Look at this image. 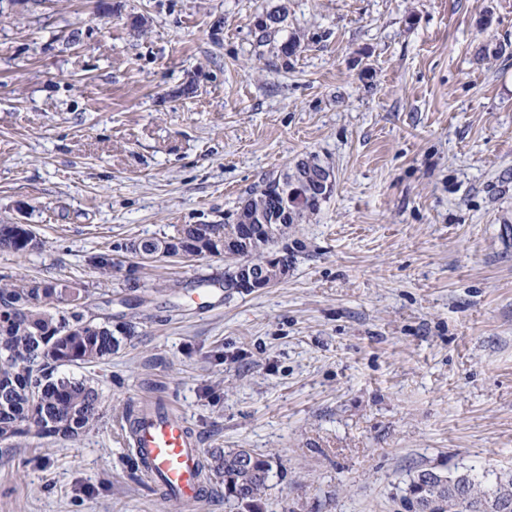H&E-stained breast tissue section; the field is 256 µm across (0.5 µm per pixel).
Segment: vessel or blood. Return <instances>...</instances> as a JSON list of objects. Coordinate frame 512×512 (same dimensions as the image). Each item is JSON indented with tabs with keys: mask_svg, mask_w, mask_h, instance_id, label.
<instances>
[{
	"mask_svg": "<svg viewBox=\"0 0 512 512\" xmlns=\"http://www.w3.org/2000/svg\"><path fill=\"white\" fill-rule=\"evenodd\" d=\"M127 435L134 462L176 503L189 507L206 497L203 450L185 418L169 402L157 401L142 412Z\"/></svg>",
	"mask_w": 512,
	"mask_h": 512,
	"instance_id": "b4317fda",
	"label": "vessel or blood"
}]
</instances>
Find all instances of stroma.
I'll return each instance as SVG.
<instances>
[{
  "label": "stroma",
  "instance_id": "stroma-1",
  "mask_svg": "<svg viewBox=\"0 0 512 512\" xmlns=\"http://www.w3.org/2000/svg\"><path fill=\"white\" fill-rule=\"evenodd\" d=\"M310 156L331 191L271 288L114 250L224 223ZM19 222L41 245L0 251V282L112 295L123 337L57 370L101 393L93 429L0 440V512H180L121 429L154 397L204 455L269 459L262 512H397L420 470L512 471V0H28L0 13Z\"/></svg>",
  "mask_w": 512,
  "mask_h": 512
}]
</instances>
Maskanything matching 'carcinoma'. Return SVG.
Here are the masks:
<instances>
[{
	"label": "carcinoma",
	"instance_id": "1",
	"mask_svg": "<svg viewBox=\"0 0 512 512\" xmlns=\"http://www.w3.org/2000/svg\"><path fill=\"white\" fill-rule=\"evenodd\" d=\"M329 174L316 158L303 160L292 175L272 180L245 202L254 224H299L314 212L328 187H316L315 178ZM29 231L17 224H0V250L30 249ZM274 237L264 247L238 245L234 251L262 266L274 253ZM66 310L49 311L53 303ZM82 327L75 329L73 324ZM120 347L110 320H99L91 310L88 289L72 283L31 279L20 285L0 286V438L24 434L22 425L34 424L46 436L73 438L91 430L100 418L102 398L85 379L57 377L62 366L98 364ZM205 464L206 475L224 478V498L241 512H260L268 489L270 461L246 448H235ZM458 489H473L474 504L512 505V472L497 476L495 485L480 488L467 474H451Z\"/></svg>",
	"mask_w": 512,
	"mask_h": 512
}]
</instances>
